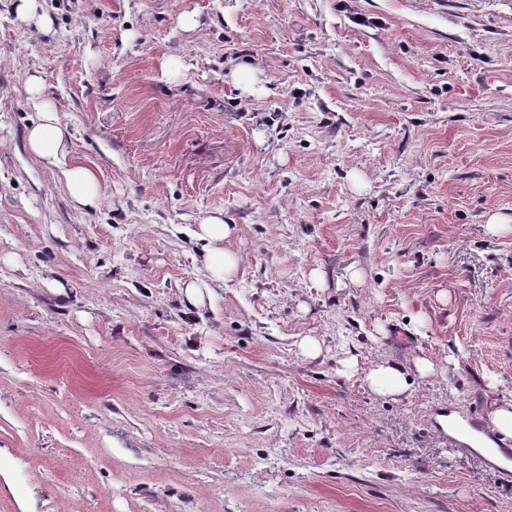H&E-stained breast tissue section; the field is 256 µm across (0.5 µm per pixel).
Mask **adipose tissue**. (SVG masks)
I'll return each instance as SVG.
<instances>
[{
    "label": "adipose tissue",
    "mask_w": 512,
    "mask_h": 512,
    "mask_svg": "<svg viewBox=\"0 0 512 512\" xmlns=\"http://www.w3.org/2000/svg\"><path fill=\"white\" fill-rule=\"evenodd\" d=\"M27 93L39 113L38 122L26 131L28 152L39 161L61 168L70 197L79 205L91 206L101 194L96 173L85 166L66 165L68 130L62 123L54 103L44 92L38 77H30ZM232 233L222 215L213 214L202 219L198 236L204 242L203 261L217 275L231 276L239 264L238 256L225 249L224 241Z\"/></svg>",
    "instance_id": "1"
}]
</instances>
